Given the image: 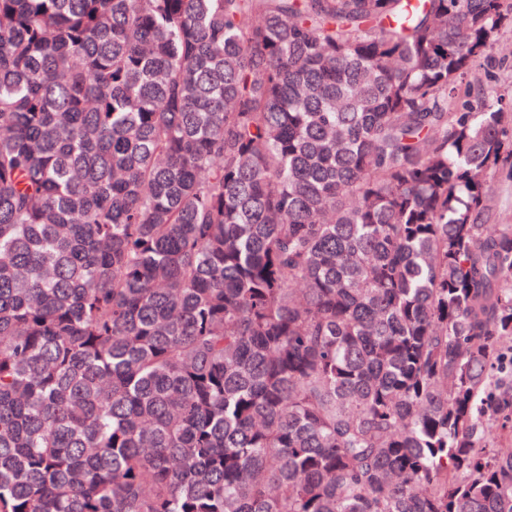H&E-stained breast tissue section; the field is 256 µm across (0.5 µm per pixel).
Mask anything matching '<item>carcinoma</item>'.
<instances>
[{"mask_svg": "<svg viewBox=\"0 0 512 512\" xmlns=\"http://www.w3.org/2000/svg\"><path fill=\"white\" fill-rule=\"evenodd\" d=\"M512 0H0V512H512ZM472 95L477 96L481 86L495 84L506 101L512 100V29L503 31L498 46L488 58L481 59L470 78ZM489 205L496 214V224H512V180L503 177L495 183Z\"/></svg>", "mask_w": 512, "mask_h": 512, "instance_id": "carcinoma-1", "label": "carcinoma"}]
</instances>
